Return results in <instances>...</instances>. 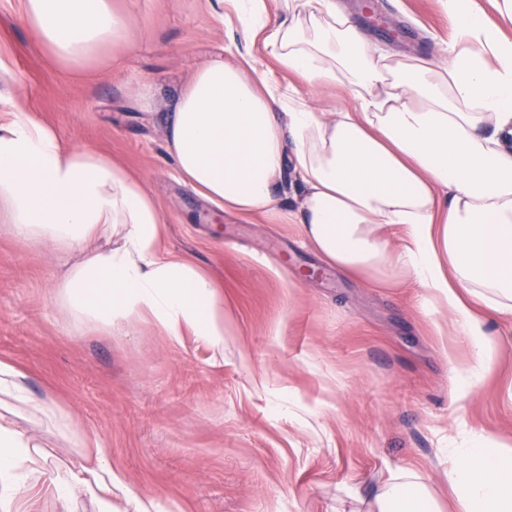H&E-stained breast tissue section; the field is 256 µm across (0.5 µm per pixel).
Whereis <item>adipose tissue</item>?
Masks as SVG:
<instances>
[{"label":"adipose tissue","instance_id":"ef3b65f1","mask_svg":"<svg viewBox=\"0 0 512 512\" xmlns=\"http://www.w3.org/2000/svg\"><path fill=\"white\" fill-rule=\"evenodd\" d=\"M284 2V18L268 0H217L215 14L244 43L262 40L307 94L290 95L247 52L201 66L165 116L176 171L223 210L288 216L336 269L417 282L424 311L447 313L469 354L451 370L455 390L472 388L500 355L490 318L512 317V39L486 21L478 0H441L457 35L449 60H394L376 54L335 0ZM24 13L38 44L76 73L107 45L129 43L130 11L112 0H25ZM328 85L345 89L352 106L316 111L313 93ZM285 188L295 204L288 211ZM0 215L32 244L81 254L56 288L74 325L108 331L146 319L172 341L188 333L223 355L224 295L193 262L161 255L166 218L141 181L101 152L64 145L32 109L0 121ZM0 400L82 437L5 361ZM49 457L0 414V512H20L28 482L63 499L84 490L103 512H112L117 488L135 512H151L105 459L90 475ZM448 484L454 512H512V446L479 435L449 449ZM367 497L372 512H440L410 471Z\"/></svg>","mask_w":512,"mask_h":512}]
</instances>
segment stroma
I'll list each match as a JSON object with an SVG mask.
<instances>
[{
    "mask_svg": "<svg viewBox=\"0 0 512 512\" xmlns=\"http://www.w3.org/2000/svg\"><path fill=\"white\" fill-rule=\"evenodd\" d=\"M374 47L447 60L440 0H337ZM133 50L111 45L74 75L34 41L23 0H0V119L39 111L65 144L96 149L139 178L167 222L162 249L210 275L235 333L213 359L197 337L172 342L147 320L77 330L53 300L61 262L0 223V361L30 394L68 410L75 445L53 422L17 411L52 461L113 470L164 512H365L356 490L408 469L440 504L444 455L464 438L512 444V317L496 367L458 396L449 365L465 349L441 335L421 287H392L323 260L296 224L221 212L177 175L161 119L201 64L230 60L232 33L208 0H139ZM149 86L151 105L137 95ZM453 347L444 355V344ZM21 512H98L78 493L20 491Z\"/></svg>",
    "mask_w": 512,
    "mask_h": 512,
    "instance_id": "stroma-1",
    "label": "stroma"
}]
</instances>
